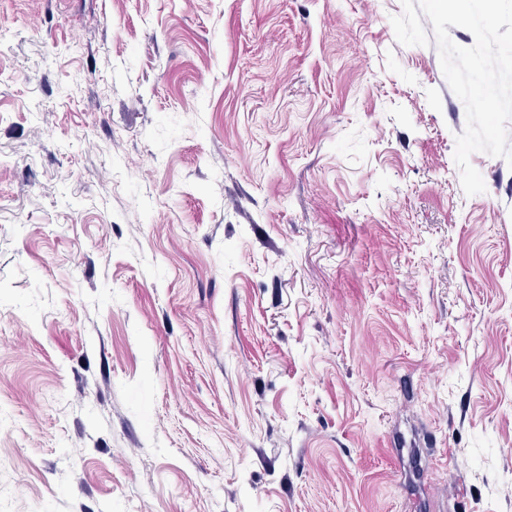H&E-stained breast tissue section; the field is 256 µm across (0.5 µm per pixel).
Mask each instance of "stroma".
<instances>
[{
    "mask_svg": "<svg viewBox=\"0 0 512 512\" xmlns=\"http://www.w3.org/2000/svg\"><path fill=\"white\" fill-rule=\"evenodd\" d=\"M416 0H0V512H512V168Z\"/></svg>",
    "mask_w": 512,
    "mask_h": 512,
    "instance_id": "35a3bbf8",
    "label": "stroma"
}]
</instances>
